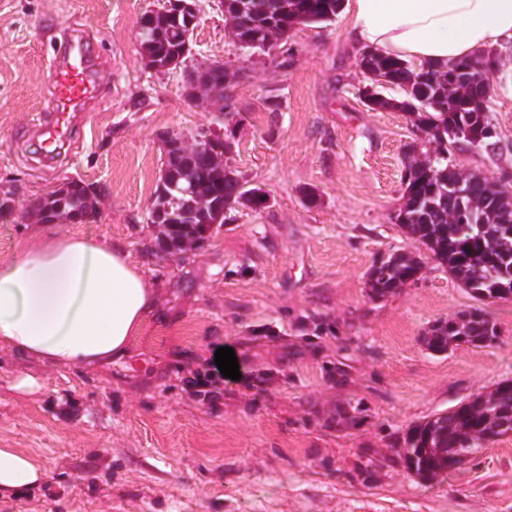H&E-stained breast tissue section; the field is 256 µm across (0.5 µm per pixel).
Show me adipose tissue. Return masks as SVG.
I'll return each mask as SVG.
<instances>
[{
    "instance_id": "1",
    "label": "adipose tissue",
    "mask_w": 512,
    "mask_h": 512,
    "mask_svg": "<svg viewBox=\"0 0 512 512\" xmlns=\"http://www.w3.org/2000/svg\"><path fill=\"white\" fill-rule=\"evenodd\" d=\"M349 35L416 68L512 48V0H347ZM155 294L125 247L45 227L0 261V348L59 366L125 356ZM29 455L0 448V491L40 483Z\"/></svg>"
}]
</instances>
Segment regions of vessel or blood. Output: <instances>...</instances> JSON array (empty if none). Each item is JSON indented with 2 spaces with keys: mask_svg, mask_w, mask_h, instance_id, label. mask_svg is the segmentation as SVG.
Segmentation results:
<instances>
[{
  "mask_svg": "<svg viewBox=\"0 0 512 512\" xmlns=\"http://www.w3.org/2000/svg\"><path fill=\"white\" fill-rule=\"evenodd\" d=\"M88 43L87 37H78L52 60L51 106L37 126L41 147L46 154H54L58 143L78 135L82 112L98 104L102 98L103 85Z\"/></svg>",
  "mask_w": 512,
  "mask_h": 512,
  "instance_id": "obj_1",
  "label": "vessel or blood"
}]
</instances>
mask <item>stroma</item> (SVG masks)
<instances>
[{"label": "stroma", "instance_id": "stroma-1", "mask_svg": "<svg viewBox=\"0 0 512 512\" xmlns=\"http://www.w3.org/2000/svg\"><path fill=\"white\" fill-rule=\"evenodd\" d=\"M167 0H0V261L35 228L27 216L61 183L100 192L94 219L58 232L121 242L157 297L128 357L51 366L0 350V448L34 457L45 479L1 494L0 512H512V436L459 471L421 483L398 456L412 425L512 379V299H475L426 261L417 282L370 298L375 260L424 253L394 216L410 116L369 109L348 15L297 26L269 54L224 35L218 0H199L190 53L158 72L139 18ZM89 35L105 98L80 135L45 163L29 130L49 104V68L65 35ZM236 69L228 98L189 102L191 72ZM499 150L458 143V170L512 187V56L493 78ZM215 130L224 158L265 207L237 208L200 249L158 251L147 221L168 134ZM482 305L490 347L443 354L433 323ZM233 348L240 379L195 396L194 372ZM33 379L21 389L20 379Z\"/></svg>", "mask_w": 512, "mask_h": 512}]
</instances>
